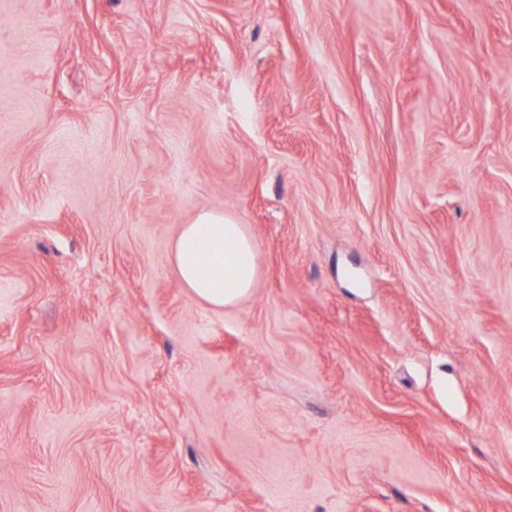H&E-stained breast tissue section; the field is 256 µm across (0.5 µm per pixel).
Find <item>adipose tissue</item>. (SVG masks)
Segmentation results:
<instances>
[{
    "instance_id": "1",
    "label": "adipose tissue",
    "mask_w": 512,
    "mask_h": 512,
    "mask_svg": "<svg viewBox=\"0 0 512 512\" xmlns=\"http://www.w3.org/2000/svg\"><path fill=\"white\" fill-rule=\"evenodd\" d=\"M208 254L210 270L198 257ZM172 267L191 295L213 308L231 306L246 297L258 273L257 252L244 225L221 213L200 214L183 225L172 248Z\"/></svg>"
}]
</instances>
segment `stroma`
Returning <instances> with one entry per match:
<instances>
[{"instance_id": "1", "label": "stroma", "mask_w": 512, "mask_h": 512, "mask_svg": "<svg viewBox=\"0 0 512 512\" xmlns=\"http://www.w3.org/2000/svg\"><path fill=\"white\" fill-rule=\"evenodd\" d=\"M0 512H512V0H0ZM224 244L229 248L224 250ZM203 253L214 272H203L197 261ZM171 262L183 287L212 308L231 306L246 297L258 273L256 248L245 226L221 213H202L193 224H184L174 241Z\"/></svg>"}]
</instances>
